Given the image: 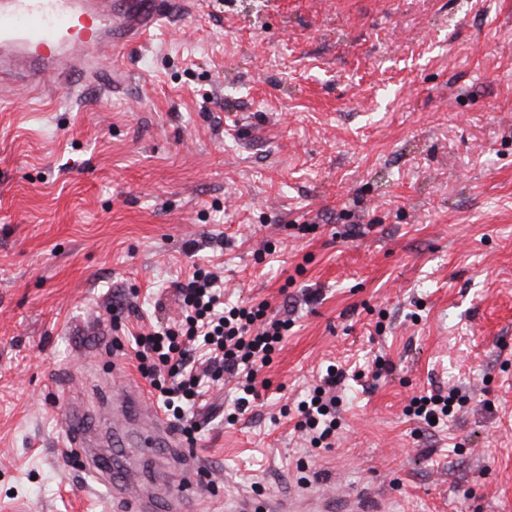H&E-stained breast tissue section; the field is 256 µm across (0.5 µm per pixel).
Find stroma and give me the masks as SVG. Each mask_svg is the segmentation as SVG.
<instances>
[{
	"instance_id": "35a3bbf8",
	"label": "stroma",
	"mask_w": 512,
	"mask_h": 512,
	"mask_svg": "<svg viewBox=\"0 0 512 512\" xmlns=\"http://www.w3.org/2000/svg\"><path fill=\"white\" fill-rule=\"evenodd\" d=\"M95 83L0 90V512H130L112 391L192 265L289 319L259 400L205 380L220 494L338 474L388 512H512V0H196ZM331 447L296 428L329 365ZM462 399L438 427L413 397Z\"/></svg>"
}]
</instances>
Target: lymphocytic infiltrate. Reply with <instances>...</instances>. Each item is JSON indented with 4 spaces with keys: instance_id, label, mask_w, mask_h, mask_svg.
<instances>
[{
    "instance_id": "lymphocytic-infiltrate-1",
    "label": "lymphocytic infiltrate",
    "mask_w": 512,
    "mask_h": 512,
    "mask_svg": "<svg viewBox=\"0 0 512 512\" xmlns=\"http://www.w3.org/2000/svg\"><path fill=\"white\" fill-rule=\"evenodd\" d=\"M177 291L186 308L184 319L135 338L140 374L159 391L164 413L182 420L186 408L203 395L195 364L197 352H204L206 371L237 377L242 394L235 409L245 411L260 397L257 375L281 342L287 321L268 316L263 303L242 307L225 302L213 276L200 269ZM341 379V373L327 369L310 398L297 407L311 443H329L336 432L334 391Z\"/></svg>"
}]
</instances>
